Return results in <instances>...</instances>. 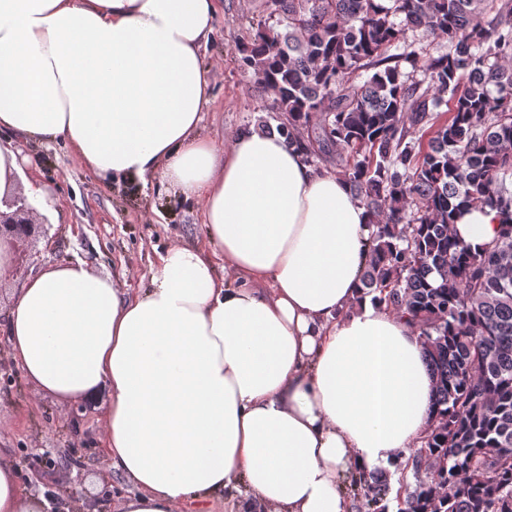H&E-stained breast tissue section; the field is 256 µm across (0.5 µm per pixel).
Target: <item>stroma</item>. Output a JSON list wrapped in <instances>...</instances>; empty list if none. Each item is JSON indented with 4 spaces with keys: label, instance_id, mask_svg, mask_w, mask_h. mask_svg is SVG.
<instances>
[{
    "label": "stroma",
    "instance_id": "stroma-1",
    "mask_svg": "<svg viewBox=\"0 0 512 512\" xmlns=\"http://www.w3.org/2000/svg\"><path fill=\"white\" fill-rule=\"evenodd\" d=\"M262 16V0H222L202 53L211 105L201 136L226 144L240 130L260 129L261 109L271 97L257 89L240 59ZM19 149L32 161L54 208L48 214L33 212L39 232L27 245V262L0 283L1 310L28 276L77 257L95 271L113 275L129 293H138L151 286L158 252L175 243L205 240L200 204L184 201L158 180L96 176L61 141L23 143ZM7 350L0 335V448L8 449L22 486L50 498L73 484L81 488L85 503L103 500L108 512H115L130 485L108 473L96 451L103 433L102 407L38 394L9 361ZM46 454L55 459L56 468L37 472L33 463Z\"/></svg>",
    "mask_w": 512,
    "mask_h": 512
}]
</instances>
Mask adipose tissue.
<instances>
[{
    "label": "adipose tissue",
    "mask_w": 512,
    "mask_h": 512,
    "mask_svg": "<svg viewBox=\"0 0 512 512\" xmlns=\"http://www.w3.org/2000/svg\"><path fill=\"white\" fill-rule=\"evenodd\" d=\"M220 0H0V196L14 137L92 173L201 201L206 247L169 246L138 295L75 261L29 277L0 332L39 392L104 399L120 512H350L340 479L401 460L431 417L422 340L361 287L370 216L278 135L198 136ZM496 211L458 215L477 250ZM223 275H216V266ZM0 448V512H44Z\"/></svg>",
    "instance_id": "adipose-tissue-1"
}]
</instances>
